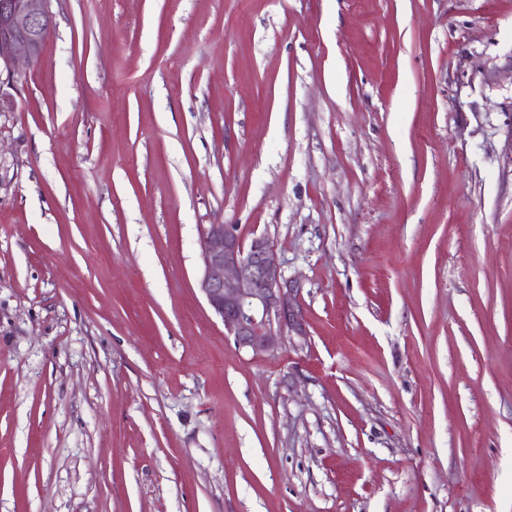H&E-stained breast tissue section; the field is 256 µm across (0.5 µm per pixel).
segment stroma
I'll use <instances>...</instances> for the list:
<instances>
[{"instance_id":"stroma-1","label":"stroma","mask_w":512,"mask_h":512,"mask_svg":"<svg viewBox=\"0 0 512 512\" xmlns=\"http://www.w3.org/2000/svg\"><path fill=\"white\" fill-rule=\"evenodd\" d=\"M0 75V512H512V0H52ZM307 334L236 348L209 225Z\"/></svg>"}]
</instances>
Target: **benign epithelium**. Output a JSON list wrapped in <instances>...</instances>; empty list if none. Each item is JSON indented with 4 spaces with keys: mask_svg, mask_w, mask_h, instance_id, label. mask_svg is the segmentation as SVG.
<instances>
[{
    "mask_svg": "<svg viewBox=\"0 0 512 512\" xmlns=\"http://www.w3.org/2000/svg\"><path fill=\"white\" fill-rule=\"evenodd\" d=\"M52 0H0V67L39 59L53 26ZM199 289L239 349L273 353L294 334L306 336L295 290L265 235L244 243L227 224H211L201 241Z\"/></svg>",
    "mask_w": 512,
    "mask_h": 512,
    "instance_id": "1",
    "label": "benign epithelium"
}]
</instances>
